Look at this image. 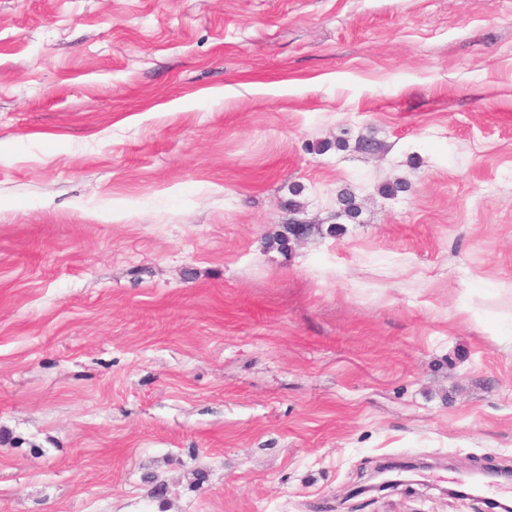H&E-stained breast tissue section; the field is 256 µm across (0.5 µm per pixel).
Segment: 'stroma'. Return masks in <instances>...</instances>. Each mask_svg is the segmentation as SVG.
<instances>
[{
    "mask_svg": "<svg viewBox=\"0 0 512 512\" xmlns=\"http://www.w3.org/2000/svg\"><path fill=\"white\" fill-rule=\"evenodd\" d=\"M509 468L512 0H0V512ZM425 468L421 463H392L380 466L375 470L374 478L377 482L361 486L356 494H364L374 491H382L390 487L412 482L411 476L419 474Z\"/></svg>",
    "mask_w": 512,
    "mask_h": 512,
    "instance_id": "obj_1",
    "label": "stroma"
}]
</instances>
